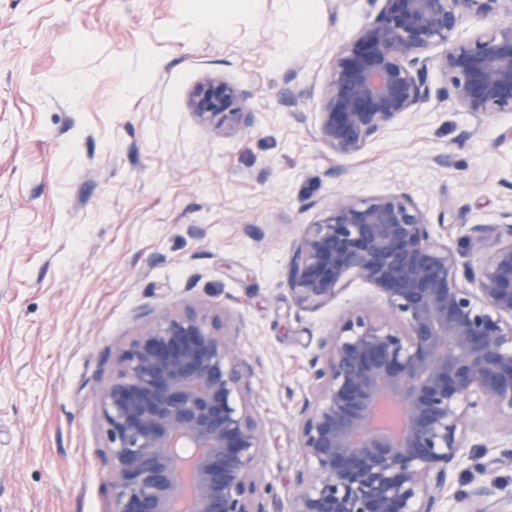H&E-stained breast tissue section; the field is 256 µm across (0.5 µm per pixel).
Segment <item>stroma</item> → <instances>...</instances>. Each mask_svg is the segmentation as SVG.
Listing matches in <instances>:
<instances>
[{
    "label": "stroma",
    "mask_w": 512,
    "mask_h": 512,
    "mask_svg": "<svg viewBox=\"0 0 512 512\" xmlns=\"http://www.w3.org/2000/svg\"><path fill=\"white\" fill-rule=\"evenodd\" d=\"M289 6L262 0L227 28L224 0H0V512H109L98 395L140 309L184 305L219 315L238 352L259 358L248 398L265 438L260 491L291 512L294 389L312 384L313 359L363 298L396 320L359 280L321 309L295 306L299 225L340 190L405 193L432 216L447 206L450 226L433 235L461 253L464 225L512 206V149L497 144L512 112L478 125L448 100L354 155L328 149L316 123L328 69L384 0H316L304 35L282 24ZM209 78L244 92L249 135H218L188 109ZM509 454L512 419L470 416L436 512H467L476 465Z\"/></svg>",
    "instance_id": "1"
}]
</instances>
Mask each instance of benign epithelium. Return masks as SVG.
Here are the masks:
<instances>
[{
    "label": "benign epithelium",
    "mask_w": 512,
    "mask_h": 512,
    "mask_svg": "<svg viewBox=\"0 0 512 512\" xmlns=\"http://www.w3.org/2000/svg\"><path fill=\"white\" fill-rule=\"evenodd\" d=\"M384 2L336 53L317 113L325 145L352 155L448 99L479 124L512 112V0ZM472 17L489 26L456 37ZM243 100L238 85L209 80L187 106L217 132L246 134ZM433 223L405 193H338L292 243L297 307L319 309L360 279L400 322L363 306L330 335L325 366L301 391L292 512H435L469 414L512 418V208L465 228L474 265L434 239ZM137 319L99 393L111 512H280L258 490L261 432L244 396L253 361L204 308L145 307ZM473 495L472 512H512V498L494 500L484 484Z\"/></svg>",
    "instance_id": "benign-epithelium-1"
}]
</instances>
